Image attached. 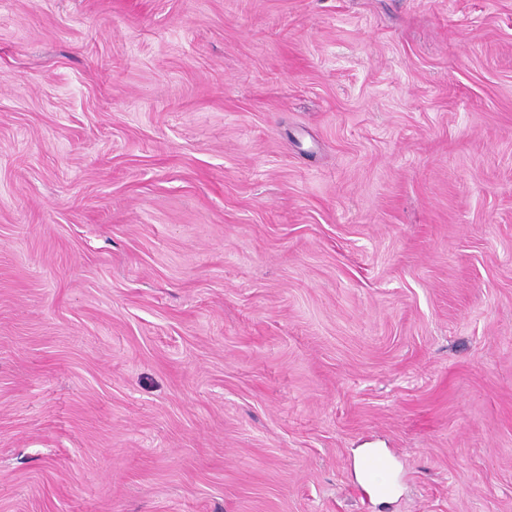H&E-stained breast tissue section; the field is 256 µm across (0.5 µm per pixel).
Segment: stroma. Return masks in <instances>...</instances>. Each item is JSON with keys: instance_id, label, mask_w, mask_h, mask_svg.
Instances as JSON below:
<instances>
[{"instance_id": "stroma-1", "label": "stroma", "mask_w": 512, "mask_h": 512, "mask_svg": "<svg viewBox=\"0 0 512 512\" xmlns=\"http://www.w3.org/2000/svg\"><path fill=\"white\" fill-rule=\"evenodd\" d=\"M0 512H512V0H0ZM391 465V456L378 448L368 451L361 457L359 467L363 481L357 484L355 492L364 502L371 497H385L392 493L390 485L376 483L373 480L376 475L387 472Z\"/></svg>"}]
</instances>
